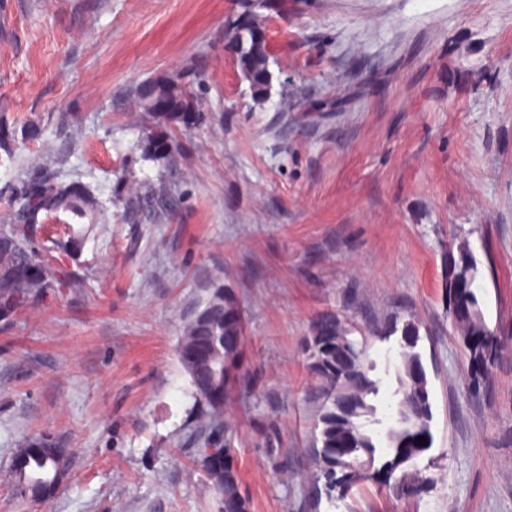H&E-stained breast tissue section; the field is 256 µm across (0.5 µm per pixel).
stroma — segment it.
<instances>
[{
  "instance_id": "stroma-1",
  "label": "stroma",
  "mask_w": 512,
  "mask_h": 512,
  "mask_svg": "<svg viewBox=\"0 0 512 512\" xmlns=\"http://www.w3.org/2000/svg\"><path fill=\"white\" fill-rule=\"evenodd\" d=\"M241 0H0V186L50 166L101 205L76 280L0 325V512H218L193 462L189 378L176 352L214 280L244 313L242 386L224 400L250 512H304L317 405L304 345L346 317L390 425L400 335L415 319L430 390L424 481L367 483L317 512H512V0H288L262 10L273 87L255 101L230 25ZM163 77L196 86L207 123L168 126L181 166L142 159L133 103ZM166 185L171 209L127 212L124 181ZM466 245L503 357L471 395L443 274ZM276 436L288 459L265 448ZM28 436L69 449L47 502L17 495Z\"/></svg>"
}]
</instances>
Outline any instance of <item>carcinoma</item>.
I'll return each instance as SVG.
<instances>
[{"instance_id":"cac0c4a2","label":"carcinoma","mask_w":512,"mask_h":512,"mask_svg":"<svg viewBox=\"0 0 512 512\" xmlns=\"http://www.w3.org/2000/svg\"><path fill=\"white\" fill-rule=\"evenodd\" d=\"M268 0H244L243 16L232 27L231 42L243 77L256 99L265 98L272 87L273 72L265 33L256 21L258 11L268 8ZM152 94L173 96V111L152 112L148 98ZM133 97L140 112L155 124H181L185 113L195 116V125L209 120L200 108L190 83L161 80L138 87ZM161 136L150 134L141 146L142 154L163 164L169 170L179 167L181 154L172 149L157 153L155 142ZM13 201L12 223L0 225V304H14V312L39 305L50 295L74 286L68 273L51 264L47 255L65 252L76 256L84 238L68 225L67 239L38 238L46 218L59 212L84 217L99 207L89 188L77 181H67L60 172L38 166L29 169L19 182L7 186ZM167 190L144 189L132 181L126 182L122 202L129 210L143 203L164 209ZM478 275L476 263L464 247L458 257L448 260L445 275V297L452 293L470 296L469 314L452 319L467 363H481L485 374L471 381L476 391L487 386L492 369L499 359L501 348L494 333L487 327L479 300L472 290ZM244 330L242 312L232 291L218 281L206 290L188 313L177 344L179 361L189 377L193 406L191 413L199 423L200 447L195 449L196 462L201 465L220 501L219 512H249V502L241 489L235 463L236 425L224 417V401L214 399L219 392L227 396L238 382L241 341ZM401 333L402 367L401 398L396 404L394 425L386 432L387 458L375 466L377 446L371 435L363 430L361 418L375 416L376 407L368 396L378 388L369 377L363 360L365 349L349 339L350 329L332 311L319 314L306 340V365L312 378L311 390L321 400L314 423L312 452L317 468L307 477L312 487L308 496L309 509L318 506L321 490L345 493L364 483L378 482L397 497L417 496L423 481L406 470V466L430 448L432 406L428 379L416 351L419 326L407 321L403 326L391 323L379 334L388 337ZM488 334L480 348L469 344V337ZM424 441H418V437ZM214 448L224 453V473L210 474L206 451ZM61 468L57 456L41 445L36 454L18 453L15 456V477L23 476L30 491L47 497L55 485Z\"/></svg>"}]
</instances>
